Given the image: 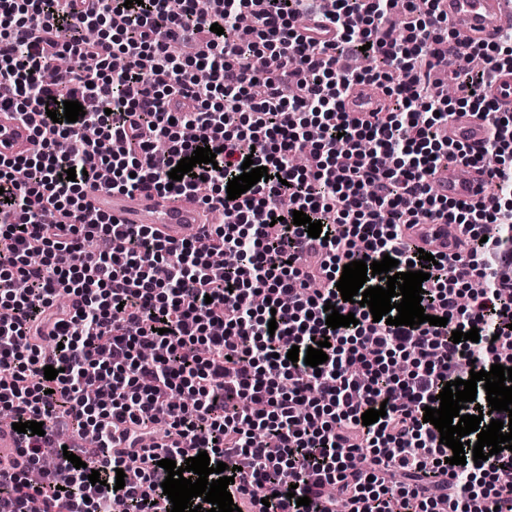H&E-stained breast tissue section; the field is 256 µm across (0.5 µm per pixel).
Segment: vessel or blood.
Wrapping results in <instances>:
<instances>
[{
	"instance_id": "b4317fda",
	"label": "vessel or blood",
	"mask_w": 512,
	"mask_h": 512,
	"mask_svg": "<svg viewBox=\"0 0 512 512\" xmlns=\"http://www.w3.org/2000/svg\"><path fill=\"white\" fill-rule=\"evenodd\" d=\"M442 8L448 14V25L454 33L459 51H467L474 43L490 44L500 31L512 24V0H444ZM296 30L305 39L334 41L336 33L319 18L297 19ZM488 94L502 110L512 112V72L505 70L491 84ZM385 97L376 86L363 83L343 99L342 109L350 116L379 111ZM32 122H20L0 114V156L14 157L35 152L37 143L32 137ZM448 139L470 147L479 146L485 138L483 120L470 112H458L446 124ZM439 194L464 202L489 203L487 175L484 170L451 163L440 168L434 177ZM90 209L112 217L122 224H145L157 230L171 243L178 244L189 236H201L207 218L197 194H159L150 187L132 193L101 188L88 196ZM406 242L427 251L455 253V228L449 224H418L406 232ZM19 439L13 429L0 423V469H10L19 461Z\"/></svg>"
}]
</instances>
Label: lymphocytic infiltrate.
Returning <instances> with one entry per match:
<instances>
[{
    "mask_svg": "<svg viewBox=\"0 0 512 512\" xmlns=\"http://www.w3.org/2000/svg\"><path fill=\"white\" fill-rule=\"evenodd\" d=\"M216 2L202 14L194 0H0V112L41 117L36 153L0 157V408L44 429L21 435L19 465L0 474V512H30L36 501L42 512H111L117 499L169 512L160 460L182 467L202 451L233 467L234 502L266 499L259 512H439L442 501L448 512H512V488L496 480L512 472V451L449 464L452 450L423 420L459 362L512 367L499 352L512 345V278L501 273L512 266V118L485 93L512 68V32L462 53L438 33L440 0L424 11L413 0ZM321 8L335 41L299 40L293 21ZM243 12L246 30L235 26ZM189 39L196 52L184 60L173 46ZM361 52L378 71L349 70L346 58ZM268 55L280 58L277 71L257 67ZM477 55L486 62L474 69ZM64 56L73 64L58 68ZM442 64L461 107L490 129L479 149L436 134L451 104L434 90ZM368 80L393 103L349 118L341 100ZM51 97L80 102L84 117L52 121ZM199 146L215 163L170 181ZM299 153L310 166H295ZM248 157L270 178L228 199ZM450 162L488 173L490 206L433 194ZM148 184L211 186L204 202L223 225L172 245L141 226L84 222L91 190ZM297 211L321 222V237L294 225ZM424 219L463 236L422 284L426 314L447 325L395 327L344 301L336 283L346 262L387 255L398 271L422 267L404 232ZM216 251L235 263L213 267ZM256 294L263 307L252 306ZM328 303L356 324L327 327ZM473 327L479 341L452 342L453 330ZM324 339L320 367L287 359L292 346ZM397 360L410 370L394 381ZM379 407L385 417L363 425ZM162 413L169 428L158 445ZM48 451L53 468L31 479ZM132 461L136 478L116 489ZM93 469L101 484L90 483ZM304 496L310 505H297Z\"/></svg>",
    "mask_w": 512,
    "mask_h": 512,
    "instance_id": "1",
    "label": "lymphocytic infiltrate"
}]
</instances>
